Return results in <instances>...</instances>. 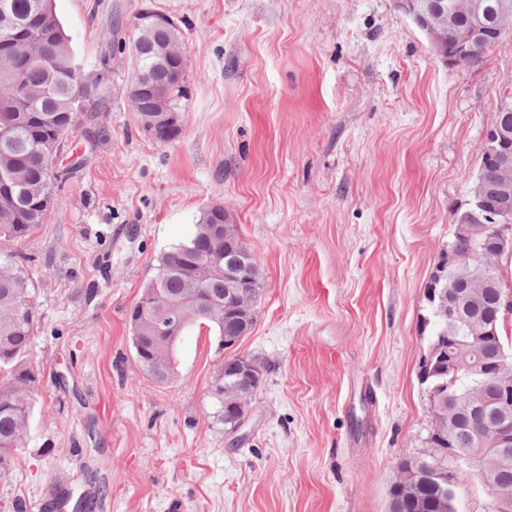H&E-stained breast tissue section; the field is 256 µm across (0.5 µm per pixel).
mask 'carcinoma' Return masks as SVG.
Masks as SVG:
<instances>
[{
	"label": "carcinoma",
	"mask_w": 512,
	"mask_h": 512,
	"mask_svg": "<svg viewBox=\"0 0 512 512\" xmlns=\"http://www.w3.org/2000/svg\"><path fill=\"white\" fill-rule=\"evenodd\" d=\"M11 15L18 30L0 27V44L19 41L18 56L0 61V243L15 249L13 259L0 260V476L9 471L22 447L32 414V397L39 385V374L28 360V346L37 324V311L20 259L19 248L28 243L57 205L58 191L71 170L54 166L60 146L75 138L90 112L107 108V80L112 56L103 55L94 75L97 85L87 93L81 81L86 72L71 46V39L53 12L52 0H10ZM156 43L170 50H187L179 25L151 35L138 30L130 47L132 79L145 88V97L168 102L177 111L185 97L186 63L178 57H156L145 45ZM142 130L157 143L173 141L180 130L169 125H149L145 113L135 110ZM224 223V204L208 206L185 243L164 253L154 277L140 291L139 302L131 307L136 361L142 372L160 380L170 370L160 369L156 354L173 361L178 341L165 342L149 330L150 317L139 313V303L147 301L156 309H192V288L203 283L213 264H224V235L217 226ZM262 274L255 268L241 297L248 312L247 324H254L255 298L260 295ZM209 331L219 337H239L238 327L224 320L219 309ZM233 378L217 375L210 396L214 418L229 429L241 408L249 407L252 396L236 400ZM447 460L426 459L420 455L402 461L415 473L408 492L395 491L404 499L405 512H439L437 488L429 478L432 464Z\"/></svg>",
	"instance_id": "1"
}]
</instances>
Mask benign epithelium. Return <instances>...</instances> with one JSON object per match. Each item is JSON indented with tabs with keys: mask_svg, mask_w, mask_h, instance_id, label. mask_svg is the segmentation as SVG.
I'll return each mask as SVG.
<instances>
[{
	"mask_svg": "<svg viewBox=\"0 0 512 512\" xmlns=\"http://www.w3.org/2000/svg\"><path fill=\"white\" fill-rule=\"evenodd\" d=\"M483 0H460L453 9L434 0L419 11L413 0H397V6L407 13L415 26L429 40L435 54L448 66L457 68L462 61L484 50ZM468 9L476 19L475 25L459 29L454 25L458 9ZM494 12L500 28L512 24V0H495ZM167 15L147 10L140 16V25L158 33L163 31ZM502 105L495 112L487 127L480 151L481 165L499 171L494 184L477 181L470 188L469 207L458 211L454 217V238L444 253L443 264L435 266L425 288V297L431 304H438L448 314V330L422 356L417 377L425 387L429 399L439 403L446 394V384L441 377L453 379L463 372L473 382L490 380L491 392L477 390L466 402L459 404L448 395L456 421L469 423L472 446L494 448V458L477 457L456 448L453 437H448V467L435 470V479L444 492L453 491L460 472L468 471L487 486L495 483L501 466L512 459V365L498 336V314L509 313L512 308V291L502 289L491 269L485 263L466 260L459 244H479L487 258L512 252V123L505 117V110L512 105V82H506L499 91ZM254 263V255L245 243L231 251L224 250V310L232 309L247 279V272ZM499 294L496 306H484L490 292ZM214 296L208 287L199 289L194 298L193 315L207 312ZM186 317L180 312H163L154 316L156 334L171 338L179 333ZM467 336L471 357L461 352ZM253 361L243 356L233 369L223 366L222 371H232L237 385L252 386L257 372ZM494 512H512V492L496 488Z\"/></svg>",
	"mask_w": 512,
	"mask_h": 512,
	"instance_id": "obj_1",
	"label": "benign epithelium"
}]
</instances>
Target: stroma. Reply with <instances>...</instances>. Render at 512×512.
Listing matches in <instances>:
<instances>
[{
	"mask_svg": "<svg viewBox=\"0 0 512 512\" xmlns=\"http://www.w3.org/2000/svg\"><path fill=\"white\" fill-rule=\"evenodd\" d=\"M87 71L111 51L97 145L26 247L41 373L0 512H389L431 428L417 379L424 289L512 80V35L448 67L395 0H53ZM187 46L185 120L166 144L130 110L144 10ZM223 203L263 275L238 354L264 364L228 433L210 388L227 350L190 329L172 378L138 368L126 321L158 259Z\"/></svg>",
	"mask_w": 512,
	"mask_h": 512,
	"instance_id": "1",
	"label": "stroma"
}]
</instances>
